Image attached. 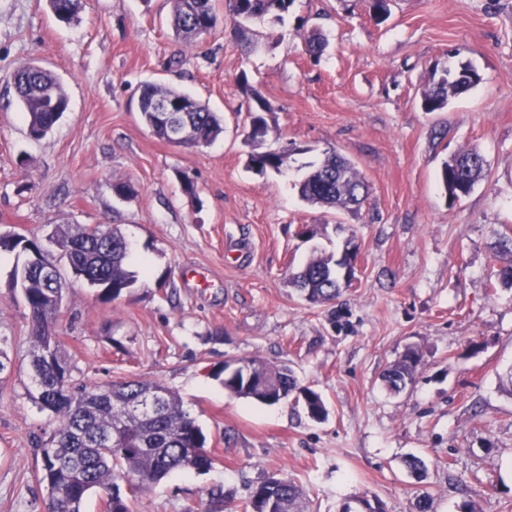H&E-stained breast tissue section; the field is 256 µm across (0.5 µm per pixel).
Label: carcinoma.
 Listing matches in <instances>:
<instances>
[{
	"mask_svg": "<svg viewBox=\"0 0 512 512\" xmlns=\"http://www.w3.org/2000/svg\"><path fill=\"white\" fill-rule=\"evenodd\" d=\"M54 15L70 20L79 0H50ZM235 28L273 14L288 12L292 0H225ZM171 24L175 36L191 45L202 36L201 28L216 26L217 15L212 0H169ZM19 100L27 114L28 136L44 138L68 108L66 91L49 71L26 65L12 75ZM480 75L469 64L454 73L446 70L422 93L421 107L426 112H440L448 98L477 85ZM53 93L56 105L44 103L43 94ZM189 103V121L193 137L187 147L206 145L224 130L223 118L207 104L177 89L147 84L139 98V112L154 134L170 141L166 123L154 112V101ZM268 133L263 116H250L249 137L261 142ZM251 166L259 171L279 170L283 154L266 151L250 155ZM485 160L474 150L460 152L444 162L441 181L445 191L459 197L455 184L470 193L483 177ZM306 201L329 208L358 210L367 197V186L359 171L345 158L331 153L299 184ZM62 252V259L85 274L91 282L108 283L105 295L114 300L137 282L129 270L130 251L125 238L112 228L99 230L84 226L76 232L60 227L49 238ZM495 276L501 285L512 288V237L499 238ZM345 258L316 257L291 275V283L313 302L330 301L340 293L336 268L346 267ZM14 283L21 284V297L31 320L30 360L39 367L33 377L34 390L29 396L43 409L58 417L57 427L41 448L39 482L50 497L51 512H81L82 504L93 489L106 496L107 512H130L129 501L149 484L183 470L203 471L212 467L214 458L205 448L206 438L195 420L183 409L179 398L157 382L137 379L108 385L76 383L59 337L51 334L47 321L55 314L52 294L63 293L66 282L52 287L42 274L24 265L14 270ZM421 362L415 349L406 352L385 373L388 387L400 390L413 382ZM252 373L245 378L228 374L224 389L230 394L274 405L295 396L309 416L323 420L327 411L321 396L308 387H300L286 364L274 365L259 357L243 360ZM301 493L291 481L271 475L252 492L244 512H301Z\"/></svg>",
	"mask_w": 512,
	"mask_h": 512,
	"instance_id": "cac0c4a2",
	"label": "carcinoma"
}]
</instances>
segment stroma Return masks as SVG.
<instances>
[{"instance_id":"1","label":"stroma","mask_w":512,"mask_h":512,"mask_svg":"<svg viewBox=\"0 0 512 512\" xmlns=\"http://www.w3.org/2000/svg\"><path fill=\"white\" fill-rule=\"evenodd\" d=\"M294 0L251 23L244 45L214 0L216 27L193 45L170 26L168 0H80L58 20L48 0H0V234L46 238L59 225L118 228L134 288L115 300L68 278L56 333L78 382L155 380L202 428L215 464L150 485L132 512H242L277 473L305 512L358 499L383 512H512V288L495 285L493 244L512 237V0ZM320 34L312 56L307 40ZM33 63L62 82L69 107L44 139L27 135L11 74ZM471 64L480 82L441 112L421 107L444 69ZM163 83L224 118L210 144L184 148L143 121L144 85ZM270 110L263 143L249 114ZM287 150L283 171L251 154ZM479 152L485 175L458 201L444 161ZM368 185L360 210L301 198L326 153ZM192 181L194 195L183 190ZM130 187L119 197L115 184ZM354 244L355 278L313 304L289 283L318 255ZM0 266V512H48L39 445L57 426L30 399L29 321L13 271ZM414 382L382 375L407 349ZM288 363L318 392L324 421L294 400L230 395L224 363ZM425 464L422 473L406 465Z\"/></svg>"}]
</instances>
